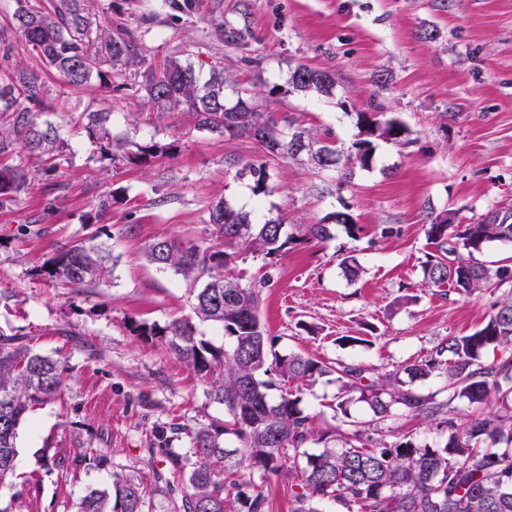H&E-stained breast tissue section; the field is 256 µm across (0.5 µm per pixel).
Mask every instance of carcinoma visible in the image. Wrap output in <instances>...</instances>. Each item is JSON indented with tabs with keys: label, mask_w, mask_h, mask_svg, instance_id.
Wrapping results in <instances>:
<instances>
[{
	"label": "carcinoma",
	"mask_w": 512,
	"mask_h": 512,
	"mask_svg": "<svg viewBox=\"0 0 512 512\" xmlns=\"http://www.w3.org/2000/svg\"><path fill=\"white\" fill-rule=\"evenodd\" d=\"M13 20L31 53L51 71L80 90L96 84L107 90H128L159 112L183 110L197 126L219 136L245 138L257 145L261 162L250 163L236 175L250 174L254 191L269 190L270 167L280 159L299 157L298 143L315 147L308 154L322 170L359 166L370 168L373 139L407 146V128L396 117L372 120L359 112V138L347 147L337 145L328 130L307 128L285 114L259 112L246 98L239 80L224 68L171 57L161 65H145L131 35L112 33V26L95 18L88 0H52L43 9L32 0H15ZM218 37L235 47L252 38L248 26L224 22L218 15ZM133 67L144 68L142 81L123 82ZM293 91L330 96L331 72L299 64L289 71ZM236 101L228 103L226 89ZM48 111L45 86L25 67L17 66L0 77V207L27 192L35 182L22 164L10 159L16 149L46 158L44 174L56 171L66 156L68 139L62 127L41 115ZM111 113L84 112L76 133L97 147L101 162L147 161L167 155L172 145L117 140L109 128ZM300 236L288 232L280 217L254 222L249 212L219 200L209 207L201 241L155 238L144 245L147 260L160 270L172 269L191 283L192 312L200 322H211L231 340V349L215 346L197 335L190 319L144 325L141 333L161 339L169 352L211 387L210 395L224 406V420L187 430L170 426L175 434H189L193 458L165 449L166 486L181 496L173 512H268L266 495L240 482L239 472L249 465L278 474L293 468L303 489L292 512H320L317 505L339 502L347 512H512V352L483 363V351L512 346V295L500 301L486 324L465 336H453L427 359L404 369L412 379L434 373L444 378L448 398L436 401L408 388L398 374L367 375L358 364L336 365L301 353L272 350L260 319L262 293L271 275L248 285L229 273L238 258L237 248L263 257L267 266L301 240L333 238L329 224H298ZM427 239L434 245L424 262L426 281L451 284L459 294L471 295L512 282V266H489L476 255L493 242H512V208L493 209L476 223L460 224L443 211L427 217ZM110 254L77 243L47 259L39 274L73 288H95L111 275ZM66 358L43 354L30 341L0 335V484L16 470L19 429L34 408L56 400L69 377ZM334 373L345 395L359 394L376 425H384L394 408L448 432L442 446L417 443L410 437L388 444L364 437L362 431L341 434L342 446L324 447L315 455L301 449L317 439L314 417L299 407L301 385ZM464 400L478 414L465 419L452 402ZM506 447L501 448L499 444ZM87 458L77 453L68 459L46 448L45 467L69 463L73 469ZM155 488L134 481H115L111 488L93 489L79 502L78 512H144L146 498Z\"/></svg>",
	"instance_id": "carcinoma-1"
}]
</instances>
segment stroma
I'll return each instance as SVG.
<instances>
[{
  "instance_id": "obj_1",
  "label": "stroma",
  "mask_w": 512,
  "mask_h": 512,
  "mask_svg": "<svg viewBox=\"0 0 512 512\" xmlns=\"http://www.w3.org/2000/svg\"><path fill=\"white\" fill-rule=\"evenodd\" d=\"M218 3L225 19L251 29L247 48L216 36ZM14 8V0H0V75L19 62L38 74L52 121L70 126L82 112L105 110L114 136L173 141L178 151L109 164L98 161L88 139L73 136L48 179L40 159L20 158L37 178L29 193L0 207V334L32 336L37 350L67 357L72 371L59 399L36 407L21 427L17 470L10 486L0 487V512H76L88 490L118 479L155 486L144 512H171L160 436L182 424L184 433L169 446L191 455L188 430L223 418L224 408L160 341L136 331L192 313L189 282L157 270L143 245L202 238L212 202L225 200L258 223L282 215L292 224H318L341 211L358 224L355 235L337 225L331 240L304 241L278 257L261 314L282 354L360 364L376 374L400 371L448 337L481 328L512 294L506 284L460 295L429 285L423 269L432 249L426 213L448 210L469 224L512 207V0H198L177 22L164 0H94L93 13L111 20L113 32L131 33L148 63L176 56L220 64L260 111L331 130L344 145L355 140L361 112L398 117L409 130L410 146L376 141L372 168L348 179L302 158L279 160L270 190L260 195L251 177L226 164L256 162L252 141L201 130L188 114L159 113L125 91L73 90L30 54L12 22ZM299 63L331 71L334 96L286 92ZM108 196L109 218L96 223ZM388 225L398 232L382 237ZM79 242L110 252L107 283L79 294L34 276L35 266ZM346 253L363 267L357 280L340 266ZM345 336L359 345L342 344ZM341 394L332 374L303 387L301 406L318 432L335 434ZM46 447L103 448L108 462L90 457L75 470L49 469L39 458ZM242 478L265 493L270 512H292L295 481L251 467Z\"/></svg>"
}]
</instances>
